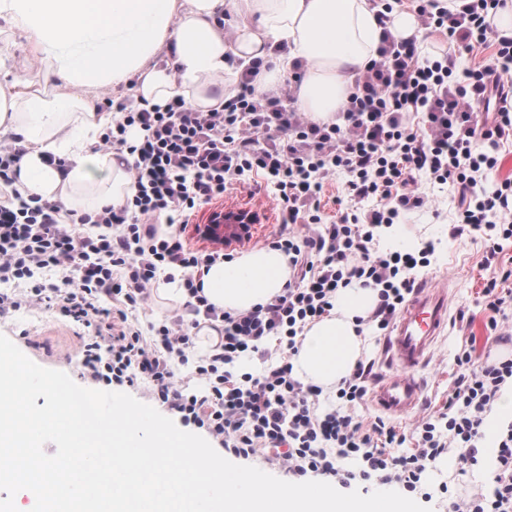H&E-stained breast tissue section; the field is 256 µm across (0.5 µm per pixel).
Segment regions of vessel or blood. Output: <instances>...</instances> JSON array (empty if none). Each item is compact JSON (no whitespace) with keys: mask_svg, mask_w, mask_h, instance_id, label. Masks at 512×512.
<instances>
[{"mask_svg":"<svg viewBox=\"0 0 512 512\" xmlns=\"http://www.w3.org/2000/svg\"><path fill=\"white\" fill-rule=\"evenodd\" d=\"M447 323V287L420 285L385 338L383 352L393 371L374 385L371 398L375 406L394 417L418 407L422 386L414 371L429 359Z\"/></svg>","mask_w":512,"mask_h":512,"instance_id":"obj_1","label":"vessel or blood"}]
</instances>
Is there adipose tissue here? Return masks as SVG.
Returning <instances> with one entry per match:
<instances>
[{
	"label": "adipose tissue",
	"instance_id": "ef3b65f1",
	"mask_svg": "<svg viewBox=\"0 0 512 512\" xmlns=\"http://www.w3.org/2000/svg\"><path fill=\"white\" fill-rule=\"evenodd\" d=\"M376 13L371 0H0V35L24 37L38 61L36 77L0 84V133L21 137L26 149L17 186L79 216L123 204L127 164L121 154L91 152L108 118L90 99L132 76L138 99L180 97L207 109L233 94L235 62L269 61L267 90L299 60L298 111L333 122L379 57ZM225 14L236 18L228 33L217 24ZM290 277L287 254L266 246L216 262L201 280L210 304L236 314L283 294ZM378 302V289L362 281L339 288L330 316L305 327L293 377L326 390L348 377L362 352L357 322Z\"/></svg>",
	"mask_w": 512,
	"mask_h": 512
}]
</instances>
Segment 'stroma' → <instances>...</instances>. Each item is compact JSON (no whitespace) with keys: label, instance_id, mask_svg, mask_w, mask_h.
<instances>
[{"label":"stroma","instance_id":"35a3bbf8","mask_svg":"<svg viewBox=\"0 0 512 512\" xmlns=\"http://www.w3.org/2000/svg\"><path fill=\"white\" fill-rule=\"evenodd\" d=\"M33 55L25 39L0 40V82L22 81L30 76ZM457 194L448 191L441 198L438 212L411 211L400 216L405 232L411 237H427L435 245L429 267L417 272L418 281L446 280L449 297V320L427 364L416 372L422 384L421 404L417 414L397 418L396 426L409 429L416 415L442 411L448 401L456 372L455 358L463 346H471L479 359L499 358L512 354V341L489 339L481 312L483 280L487 273L480 267L484 243L480 238L455 235ZM227 209L255 212L259 221L254 227L258 240L267 242L280 229L275 207L250 195L240 187L228 190L224 197L203 205L194 217L195 223H207L212 212ZM472 315L471 323L461 322L459 312ZM0 334L7 336L36 364L67 373L74 382L86 388L98 383L83 367L78 354L85 341L82 328L54 311H19L0 316ZM432 484L447 482L455 496L467 497L487 487L489 475L476 471L460 474L448 459H441L430 468Z\"/></svg>","mask_w":512,"mask_h":512}]
</instances>
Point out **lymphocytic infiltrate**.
Returning <instances> with one entry per match:
<instances>
[{"mask_svg":"<svg viewBox=\"0 0 512 512\" xmlns=\"http://www.w3.org/2000/svg\"><path fill=\"white\" fill-rule=\"evenodd\" d=\"M500 0H469L457 13L437 0H413L424 28L448 46L431 57L415 40H388L379 60L355 81L343 123L316 124L294 106L293 78L272 95L256 84L265 69L246 67L237 92L216 108L195 110L180 98L127 107L103 93L112 122L97 150L128 151L133 194L119 207L92 215L62 212L49 199L23 198L15 167L24 149L17 137L0 141V315L54 310L86 328L82 363L104 384H147L151 394L188 424L206 429L228 452L266 454L302 481L311 475L395 484L420 492L430 464L451 458L459 473L493 466L492 486L452 502L449 512H512V423L487 415L506 383L512 356L476 361L470 348L456 356V377L444 412L424 415L411 430L348 412L364 400L369 366L358 363L334 397L292 378L289 359L305 326L330 315L338 288L351 280L379 288L371 319L386 329L416 285L414 271L434 252L376 250L374 229L400 211L436 209L420 178L438 190L454 189L460 230L488 246L481 267L486 328L496 338L512 333L503 283V243L512 240V180L490 181L497 150L512 142V38L499 36L488 16ZM489 54L457 82L456 52ZM138 132L130 140V132ZM344 178L347 213L326 224L320 212L327 184ZM261 179L288 236L273 245L289 256L291 278L282 295L232 315L202 294L196 275L224 259L223 250L197 248L187 229L197 209L223 197L229 186ZM374 206L360 210L359 205ZM177 268L191 299V319L174 316L148 328L130 311L149 307L159 274ZM60 284L38 282L45 272ZM222 323L220 352L189 359L190 331L200 319ZM261 367L244 372L245 358ZM193 364L201 393L188 392L175 365Z\"/></svg>","mask_w":512,"mask_h":512,"instance_id":"obj_1","label":"lymphocytic infiltrate"}]
</instances>
